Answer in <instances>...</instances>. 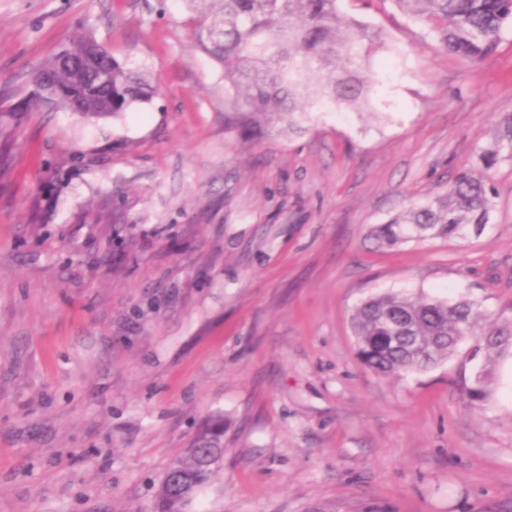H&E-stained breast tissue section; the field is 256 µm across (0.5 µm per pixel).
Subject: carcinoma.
Returning <instances> with one entry per match:
<instances>
[{"mask_svg":"<svg viewBox=\"0 0 512 512\" xmlns=\"http://www.w3.org/2000/svg\"><path fill=\"white\" fill-rule=\"evenodd\" d=\"M207 3L194 31L197 47L224 67V124L246 136L277 123L297 128L308 108L357 112L374 108L386 70L371 57L387 48L383 32L338 11V0H186ZM428 25L441 49L477 62L512 29V0H387ZM126 69L91 34L74 37L35 77L29 102L55 104L87 119L115 116L159 93ZM512 159V113L499 120L492 143L479 150L483 174L462 169L434 198L408 207L371 229L379 249L433 238L480 233L490 223L496 195L492 171ZM356 353L375 374L403 377L454 356L468 339L485 361L461 389L470 407L493 393L495 366L512 356V319L485 314L468 297L455 300L382 293L367 297L351 317ZM224 461V416L202 423L170 464L156 493L155 512H187L197 491Z\"/></svg>","mask_w":512,"mask_h":512,"instance_id":"carcinoma-1","label":"carcinoma"}]
</instances>
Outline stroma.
<instances>
[{"mask_svg":"<svg viewBox=\"0 0 512 512\" xmlns=\"http://www.w3.org/2000/svg\"><path fill=\"white\" fill-rule=\"evenodd\" d=\"M397 64L375 114L325 110L254 140L224 125V69L184 0H0V93L91 33L160 94L95 121L23 113L0 154V512H153L202 420L224 463L189 512H512V358L459 389L473 341L384 379L350 330L370 294L475 299L512 317V159L481 235L380 250L512 113V31L478 63L388 0H339Z\"/></svg>","mask_w":512,"mask_h":512,"instance_id":"obj_1","label":"stroma"}]
</instances>
